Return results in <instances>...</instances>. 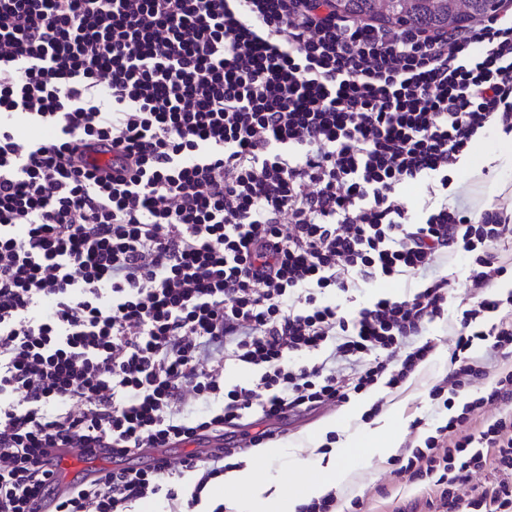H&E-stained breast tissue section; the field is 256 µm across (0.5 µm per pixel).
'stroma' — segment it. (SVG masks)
<instances>
[{
    "label": "stroma",
    "mask_w": 512,
    "mask_h": 512,
    "mask_svg": "<svg viewBox=\"0 0 512 512\" xmlns=\"http://www.w3.org/2000/svg\"><path fill=\"white\" fill-rule=\"evenodd\" d=\"M512 142V132L494 129L479 139L480 162L461 160L455 174L449 203L475 211L512 200V154L500 146ZM436 350L401 387L380 388L359 396L346 404L320 408L293 417L276 430L274 447L287 448V460L269 459L268 472L278 475L285 485L306 480L312 472L336 462L348 476L333 485L338 512H347L354 498L364 501L365 512H392L393 498L417 501L416 512H425L419 486L399 481L393 475V455L408 446L423 445L447 418L444 407L432 404L429 388L448 374V353L454 344L452 314H444L427 332ZM335 442H328V433ZM384 441L391 452L374 448L365 454L354 452L360 440Z\"/></svg>",
    "instance_id": "1"
}]
</instances>
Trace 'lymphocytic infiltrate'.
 <instances>
[{
  "label": "lymphocytic infiltrate",
  "mask_w": 512,
  "mask_h": 512,
  "mask_svg": "<svg viewBox=\"0 0 512 512\" xmlns=\"http://www.w3.org/2000/svg\"><path fill=\"white\" fill-rule=\"evenodd\" d=\"M494 127L512 131V9L448 32L336 0H0V512H197L273 431L126 459L399 387L435 350L451 246L477 296L428 391L450 415L394 473L434 512H512V372L455 405L512 357V293L493 291L512 212L448 203ZM419 181L436 191L405 207ZM60 448L115 466L54 500ZM412 281H399L393 280L390 283L379 282L376 283L372 288L364 290L362 293L356 295V303H367L375 294L378 293H391L401 295L406 292V289L411 285ZM512 370V359L510 362L509 360H499L498 362H495L491 368H488V375L485 380L482 381V383L478 384L477 387H474L470 389L468 393L465 394L463 398H460L456 401V407H462L463 403L466 401L472 400L474 397L477 396V393L480 391H484L490 383L502 372H507Z\"/></svg>",
  "instance_id": "f902f5d3"
}]
</instances>
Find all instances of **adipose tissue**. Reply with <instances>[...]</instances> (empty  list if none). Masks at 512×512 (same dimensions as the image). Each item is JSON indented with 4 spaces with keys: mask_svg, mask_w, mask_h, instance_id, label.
I'll return each instance as SVG.
<instances>
[{
    "mask_svg": "<svg viewBox=\"0 0 512 512\" xmlns=\"http://www.w3.org/2000/svg\"><path fill=\"white\" fill-rule=\"evenodd\" d=\"M225 489L236 492V512H285L278 482L259 477L254 466L233 469L224 475Z\"/></svg>",
    "mask_w": 512,
    "mask_h": 512,
    "instance_id": "obj_1",
    "label": "adipose tissue"
}]
</instances>
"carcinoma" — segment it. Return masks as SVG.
I'll return each mask as SVG.
<instances>
[{
    "label": "carcinoma",
    "instance_id": "1",
    "mask_svg": "<svg viewBox=\"0 0 512 512\" xmlns=\"http://www.w3.org/2000/svg\"><path fill=\"white\" fill-rule=\"evenodd\" d=\"M342 13L365 15L385 24H408L420 28L453 29L478 18L471 0H336Z\"/></svg>",
    "mask_w": 512,
    "mask_h": 512
}]
</instances>
